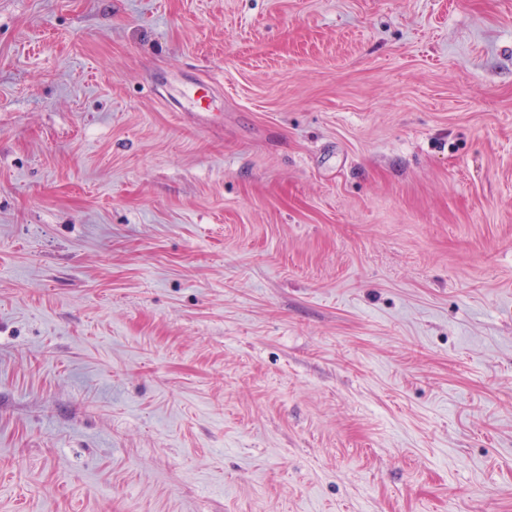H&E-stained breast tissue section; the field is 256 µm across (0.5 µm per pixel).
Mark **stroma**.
Here are the masks:
<instances>
[{
	"label": "stroma",
	"mask_w": 512,
	"mask_h": 512,
	"mask_svg": "<svg viewBox=\"0 0 512 512\" xmlns=\"http://www.w3.org/2000/svg\"><path fill=\"white\" fill-rule=\"evenodd\" d=\"M0 512H512V0H0ZM213 92L210 82L201 81L185 93V98L197 117H203L209 112Z\"/></svg>",
	"instance_id": "35a3bbf8"
}]
</instances>
